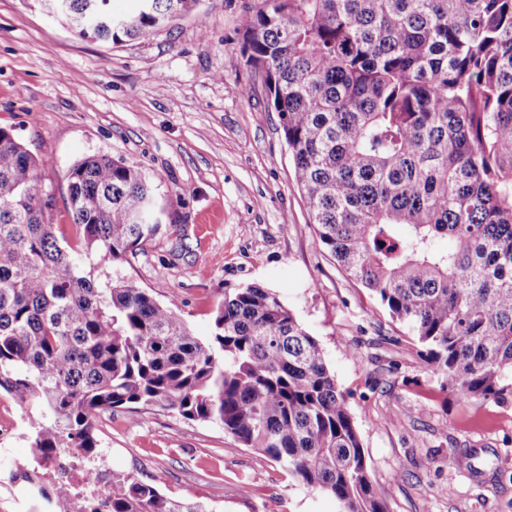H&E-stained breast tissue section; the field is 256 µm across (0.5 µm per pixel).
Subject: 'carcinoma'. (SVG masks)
Masks as SVG:
<instances>
[{
  "instance_id": "obj_1",
  "label": "carcinoma",
  "mask_w": 512,
  "mask_h": 512,
  "mask_svg": "<svg viewBox=\"0 0 512 512\" xmlns=\"http://www.w3.org/2000/svg\"><path fill=\"white\" fill-rule=\"evenodd\" d=\"M66 0L80 39L149 40L198 0ZM245 65L278 113L315 245L406 323L462 402L512 405V0H255ZM32 156L0 128V389L35 414L31 447L95 450L97 417L160 408L215 423L339 512H386L347 395L279 296L224 290L201 339L118 275L161 228L135 166L69 170L81 247L62 244ZM448 240V249L438 246ZM110 512H214L112 475Z\"/></svg>"
}]
</instances>
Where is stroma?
Returning a JSON list of instances; mask_svg holds the SVG:
<instances>
[{"instance_id": "35a3bbf8", "label": "stroma", "mask_w": 512, "mask_h": 512, "mask_svg": "<svg viewBox=\"0 0 512 512\" xmlns=\"http://www.w3.org/2000/svg\"><path fill=\"white\" fill-rule=\"evenodd\" d=\"M253 0H200L153 40H82L24 0H0V127L36 157L49 220L76 244L68 172L90 155L153 179L162 229L119 268L199 337L228 288L279 295L349 395L367 467L388 512H512V407L459 402L441 387L409 327L314 244L279 118L236 30ZM0 390V446L25 460L31 428ZM113 469L216 512H338L217 425L159 408L103 413Z\"/></svg>"}]
</instances>
